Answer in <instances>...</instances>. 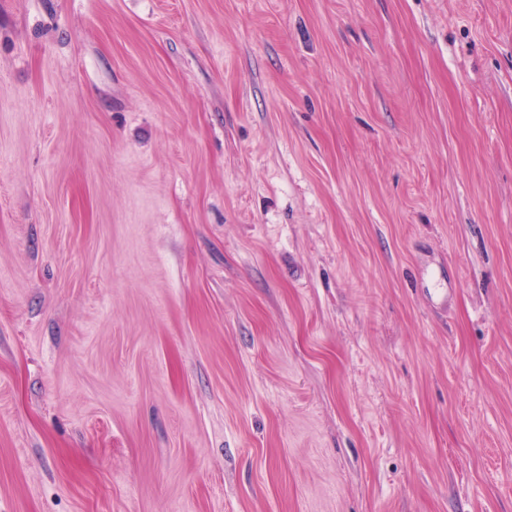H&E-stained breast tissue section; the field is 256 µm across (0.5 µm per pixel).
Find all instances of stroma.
Segmentation results:
<instances>
[{
  "label": "stroma",
  "instance_id": "1",
  "mask_svg": "<svg viewBox=\"0 0 512 512\" xmlns=\"http://www.w3.org/2000/svg\"><path fill=\"white\" fill-rule=\"evenodd\" d=\"M0 512H512V0H0Z\"/></svg>",
  "mask_w": 512,
  "mask_h": 512
}]
</instances>
